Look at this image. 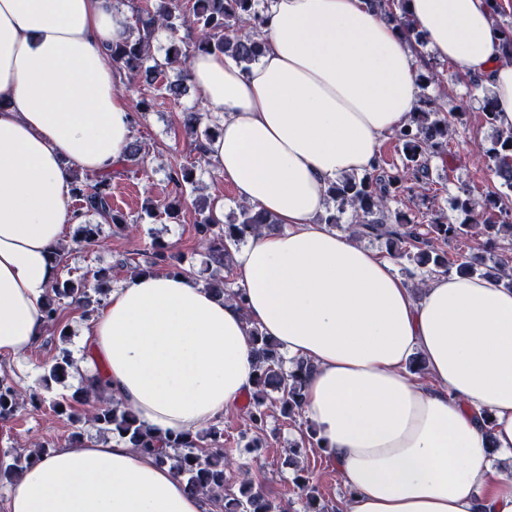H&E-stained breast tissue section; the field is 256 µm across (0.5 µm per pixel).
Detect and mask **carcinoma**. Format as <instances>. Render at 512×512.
<instances>
[{
	"instance_id": "obj_1",
	"label": "carcinoma",
	"mask_w": 512,
	"mask_h": 512,
	"mask_svg": "<svg viewBox=\"0 0 512 512\" xmlns=\"http://www.w3.org/2000/svg\"><path fill=\"white\" fill-rule=\"evenodd\" d=\"M260 0H158L154 10H136L131 38L111 48L112 59L118 71L129 81L136 80L148 85L154 91L179 97L186 91V85H164L159 77L172 68H179L183 77H188V62L197 52L214 51L223 53L237 63L249 66L256 61L264 17L259 10ZM380 13L390 21L403 26L404 32L423 44L422 36L415 32L412 23L403 14V0H371ZM170 34V44L162 57L153 53V40L158 30ZM195 32L192 41L179 37L181 30ZM422 90L430 86H443L442 73L430 68L417 75ZM484 114L487 123L495 128L491 147L483 151V162L487 170L500 180L503 191L483 202L476 201L466 189L453 199V208L468 216V223L455 224L443 213H435L429 224L436 238L448 241L468 233L470 228H479L489 237L504 235L512 240V130L505 132L495 126V115L491 100H486ZM461 120V113L446 112L428 96L419 101L413 120L405 127L391 134V139L401 146L403 165L385 167L377 160L372 169L363 174L344 176L330 188L331 207L322 217L331 226L340 223V216L350 213L349 231L357 238L385 240L391 258L405 261L410 277L422 270L427 275L450 274L454 271L474 275L482 259L474 254H465L448 262L447 254L436 250L431 238L420 232L415 215L395 213L392 204L402 195L424 188L429 179L431 158L445 153L448 149V135ZM183 127L189 136L203 134L205 141H196L199 155L206 153V143L216 134L218 122L196 110L183 113ZM141 146L133 142L112 170L96 175L93 183L77 184L74 187L81 217L98 216L115 234L131 233L135 225L127 222L126 216L112 207V180L119 179L127 172V165L139 160ZM169 179L180 188L190 189L195 197L199 220L196 222L197 252L206 258V265L212 271L204 287L217 296H224L243 303L242 290L226 285L221 271L232 260L231 247L246 241L247 237L265 228H270L275 219L267 213L248 204L238 205L239 216L223 223L215 215L214 203L210 197H200L203 190L196 178L194 168L174 165ZM181 196L167 199L163 206L154 203L145 207L147 214H154L161 208L170 218L178 216ZM101 225L84 223L80 225L77 244H91L99 241ZM150 266L169 264V271L175 274L191 273L194 266H184V259L170 253L168 246L155 241L150 256ZM499 267L497 282L512 289V262L509 258L496 261ZM110 269L96 268L87 273L65 280H55L44 303V316L48 326H58L61 306L70 303L82 310V318L90 320L98 313L100 296L107 294ZM249 340L255 359L256 377L254 388L244 408L243 416L252 429L251 435L243 436L245 443L241 451L259 454L265 440L268 404L277 401L286 416L299 414L304 405V383L312 372L313 365L303 359L294 362L291 371L283 368V357L277 344L263 335L257 327L249 329ZM75 362L68 350H63L45 370L42 384L50 388L62 384L71 375ZM88 406L76 420L86 419L104 433L116 434L126 440L130 447L151 453L161 465L169 464L185 481L188 490L202 497L217 499L224 497V512H277V506L263 493L262 485L252 473L242 474L238 493H224L226 467L233 464L232 449L224 447V430L212 424L194 434L172 433L157 435L147 428L129 408L108 397L97 387L82 386L73 396L52 404L65 413L72 410L73 403ZM45 400L37 392H22L6 377L0 378V418L14 414L24 406L39 410ZM49 454L41 444L28 456H16L12 462L0 464V477L20 476L32 463ZM295 483L305 496L304 512H325V506L311 484V476L305 469L297 470Z\"/></svg>"
}]
</instances>
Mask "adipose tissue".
Instances as JSON below:
<instances>
[{"label": "adipose tissue", "instance_id": "ef3b65f1", "mask_svg": "<svg viewBox=\"0 0 512 512\" xmlns=\"http://www.w3.org/2000/svg\"><path fill=\"white\" fill-rule=\"evenodd\" d=\"M436 61L484 77L512 129V59L487 0H408ZM249 68L190 60L222 132L207 158L237 199L276 217L235 255L244 303L194 276L149 272L112 290L79 370L155 432L194 433L254 387L256 324L310 361L304 411L349 490L346 512H512V289L477 275L428 278L316 218L341 176L372 168L417 105L413 51L370 0H265ZM129 36L117 0H0V356L22 359L46 322L55 258L76 217L73 172L111 170L135 115L109 45ZM426 377L411 374L413 356ZM492 424H485V416ZM8 512H203L174 470L121 439L32 464Z\"/></svg>", "mask_w": 512, "mask_h": 512}]
</instances>
